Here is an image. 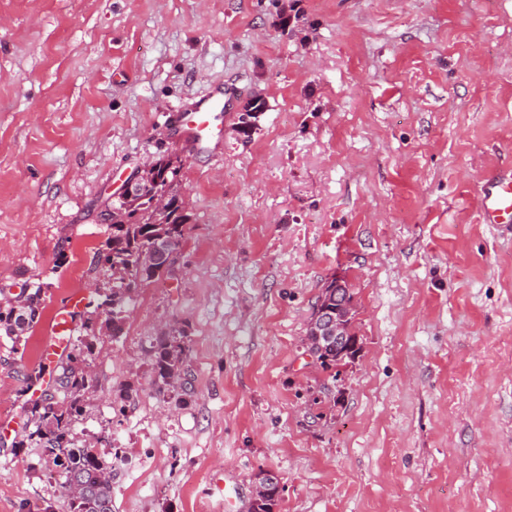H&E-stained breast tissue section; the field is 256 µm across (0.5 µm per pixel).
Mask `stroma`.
Instances as JSON below:
<instances>
[{
  "label": "stroma",
  "mask_w": 512,
  "mask_h": 512,
  "mask_svg": "<svg viewBox=\"0 0 512 512\" xmlns=\"http://www.w3.org/2000/svg\"><path fill=\"white\" fill-rule=\"evenodd\" d=\"M216 149L179 116L217 87ZM263 105L251 135L250 101ZM160 156L189 221L174 277L98 322L75 431L112 459V512H512V227L481 223L512 166V0H0V512H66L23 398L57 304L101 303L102 203ZM358 358L305 351L324 284ZM185 331L190 393L149 341ZM41 299V289H35L26 298L27 313L23 318L22 314L15 315L16 309H20L19 304H10L6 309L0 307V330H4L5 335L13 342L20 341L21 337L25 335L33 324L37 321L39 316V306ZM262 479L264 485L272 486L276 488V492L281 496L284 485L281 477L273 472L264 470L263 473L257 476V480ZM256 480V479H255ZM256 480V490H262L259 486V482ZM275 492H269L268 494L258 493L251 501L249 512H275L274 509L278 506L279 495Z\"/></svg>",
  "instance_id": "1"
}]
</instances>
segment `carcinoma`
Segmentation results:
<instances>
[{
  "mask_svg": "<svg viewBox=\"0 0 512 512\" xmlns=\"http://www.w3.org/2000/svg\"><path fill=\"white\" fill-rule=\"evenodd\" d=\"M156 173L149 191L137 199L105 200L102 212L112 216V237L105 242L103 260L112 271V335L122 330L125 306L133 294L144 284L156 282L172 275L173 270L154 262L151 247L157 243L170 244L177 250L185 235L187 216L180 191V161L162 157L155 161ZM169 198L170 206L160 212L153 204L156 195ZM41 288L26 297L27 313H16L20 305L0 307V330L17 342L25 335L39 316ZM93 312H86L80 328L86 340L71 348L76 356L66 355L55 366L54 386L41 401L29 408L30 421L35 430L28 435L41 448L45 461L59 470L67 481H75L79 489L69 495V512H112V464L96 449L77 443L74 431L82 412V403L94 387L90 372L80 366L93 352ZM309 350L324 369L338 368L351 361V355L336 352L309 341ZM185 348L179 336H156L150 342L148 354L158 381L171 386H186L184 376ZM80 363H75V359ZM279 495L270 492L257 494L251 501L249 512H274Z\"/></svg>",
  "mask_w": 512,
  "mask_h": 512,
  "instance_id": "obj_1",
  "label": "carcinoma"
}]
</instances>
